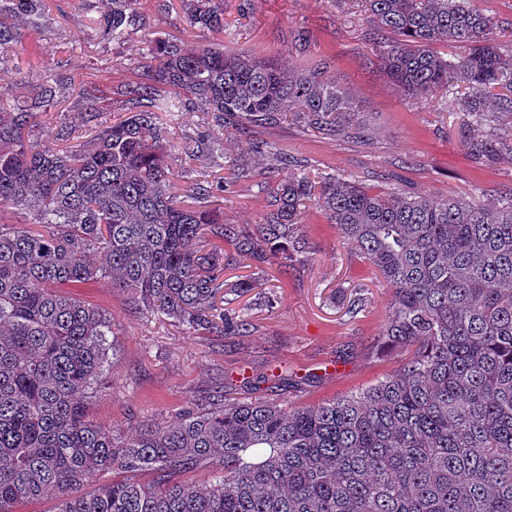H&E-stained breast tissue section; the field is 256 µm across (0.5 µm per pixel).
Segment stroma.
I'll return each instance as SVG.
<instances>
[{
	"label": "stroma",
	"mask_w": 512,
	"mask_h": 512,
	"mask_svg": "<svg viewBox=\"0 0 512 512\" xmlns=\"http://www.w3.org/2000/svg\"><path fill=\"white\" fill-rule=\"evenodd\" d=\"M112 0H46L38 24L14 21L16 52L0 55V96L36 111L34 139L84 143L90 128L77 118L87 105L109 124L125 112L128 84L139 79L148 39L163 36L191 48L225 44L299 70L312 59H332L330 77L348 92L359 112L360 133L327 137L294 122L257 127L254 140L305 164L316 178L338 177L375 192L404 191L434 199L448 197L496 202L512 190V158L476 164L462 145L464 115L458 106L470 90L453 84L443 98H409L369 59L371 24L363 0H224V31L190 27L181 0H140L139 21L126 41L102 31ZM306 32L305 51L294 37ZM56 80L53 104L40 106L37 93ZM163 131L175 146L173 192L203 180L224 179L215 198L228 224H257L269 209L277 181L289 175L267 172L266 158L249 153L236 132H225L200 107L164 115ZM207 137L208 147L184 158L183 142ZM247 163L240 178L235 166ZM302 227L312 254L305 266L280 277L276 265L256 267L237 257L228 282L252 278L275 288L274 308L256 305L253 294L237 297L233 309L252 325L247 336L224 338L195 332L161 315L141 310L129 292L98 279L78 288L82 300L112 318L115 365L103 390L90 391L87 406L97 425L123 434L147 424L171 421L186 406L199 404L218 384L230 397L259 395L292 406H308L367 387L393 372L399 359L376 349L389 309L390 292L359 252L342 243L334 225L317 208L307 209ZM364 305L349 314L348 302Z\"/></svg>",
	"instance_id": "1"
}]
</instances>
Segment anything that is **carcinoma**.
Returning a JSON list of instances; mask_svg holds the SVG:
<instances>
[{
	"label": "carcinoma",
	"mask_w": 512,
	"mask_h": 512,
	"mask_svg": "<svg viewBox=\"0 0 512 512\" xmlns=\"http://www.w3.org/2000/svg\"><path fill=\"white\" fill-rule=\"evenodd\" d=\"M192 27L224 32V0H182ZM380 67L409 98L469 85L462 147L479 163L512 157V44L475 0H364ZM138 0H112L105 31L129 35ZM0 5V54L16 46V14ZM462 43L445 58L438 45ZM126 88L127 117L75 149L35 142L36 118L0 100V205L35 228L0 224V512L52 496L56 512H512V192L494 205L371 193L341 178L296 172L252 228L226 224L172 193L171 150L158 113L192 102L244 134L289 119L352 136L356 110L328 77L330 59L297 72L224 46L186 50L157 39ZM164 85L183 94L157 98ZM224 181L191 190L207 200ZM314 203L389 288L379 337L401 355L390 375L353 394L286 408L228 399L218 386L176 420L114 435L86 414V395L112 372V319L73 289L99 278L131 289L146 312L196 331L241 336L249 321L217 306L238 255L293 268L310 247L300 219ZM100 255L95 262L92 256ZM210 470L196 484L183 476ZM122 473L94 495L81 487ZM153 475L141 482L140 474Z\"/></svg>",
	"instance_id": "cac0c4a2"
}]
</instances>
